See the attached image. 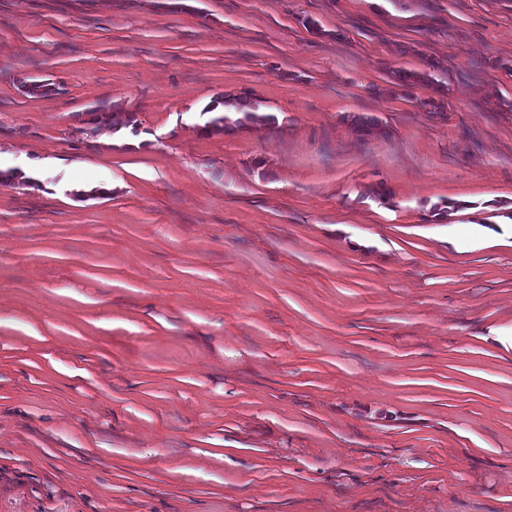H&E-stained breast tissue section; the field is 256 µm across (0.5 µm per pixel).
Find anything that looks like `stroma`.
Instances as JSON below:
<instances>
[{
    "label": "stroma",
    "instance_id": "35a3bbf8",
    "mask_svg": "<svg viewBox=\"0 0 512 512\" xmlns=\"http://www.w3.org/2000/svg\"><path fill=\"white\" fill-rule=\"evenodd\" d=\"M0 169V512H512V0H0ZM220 104L234 105L236 112H245L244 116L233 119L230 116L233 113L220 109L218 106ZM260 112L256 99H253L245 92L240 95H224L213 100L211 104L202 109L201 115H207V118L204 124L200 125V130L205 133H219L224 132L225 129L230 128L232 125L243 126L244 121L260 125H271L276 122V118L273 115Z\"/></svg>",
    "mask_w": 512,
    "mask_h": 512
}]
</instances>
